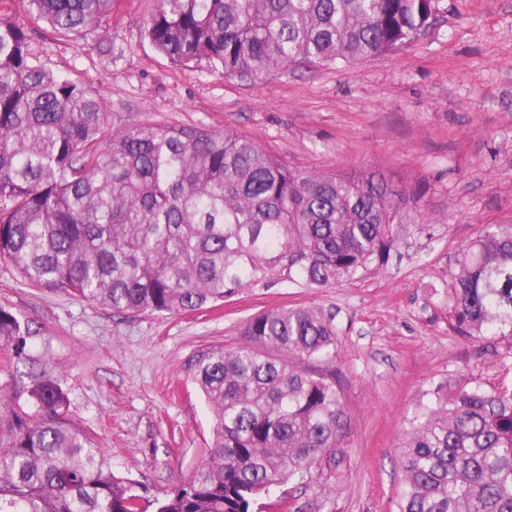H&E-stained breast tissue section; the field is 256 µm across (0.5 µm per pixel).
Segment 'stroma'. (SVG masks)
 Listing matches in <instances>:
<instances>
[{
	"label": "stroma",
	"mask_w": 512,
	"mask_h": 512,
	"mask_svg": "<svg viewBox=\"0 0 512 512\" xmlns=\"http://www.w3.org/2000/svg\"><path fill=\"white\" fill-rule=\"evenodd\" d=\"M154 0H115L101 21L123 53L94 36L61 37L22 0L0 16L24 22L46 68L95 87L113 128L140 122L235 131L289 164L342 174L382 172L419 187L423 212L399 224L381 270L330 288L261 283L195 312L113 315L64 292L26 285L0 265V306L29 321L31 357L49 363L68 414L106 448L114 470L164 496L205 456L212 415L188 376L198 355L241 342L251 315L315 307L333 317L352 415L345 477L299 488V512H395L400 445L434 380L512 386V340L454 332L444 288L459 246L489 224H512V0H440L435 24L395 50L350 66L295 64L262 80L183 68L142 35ZM25 368L0 347V449Z\"/></svg>",
	"instance_id": "1"
}]
</instances>
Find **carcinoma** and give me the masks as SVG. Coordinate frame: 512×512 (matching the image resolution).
I'll return each mask as SVG.
<instances>
[{"mask_svg": "<svg viewBox=\"0 0 512 512\" xmlns=\"http://www.w3.org/2000/svg\"><path fill=\"white\" fill-rule=\"evenodd\" d=\"M63 36L97 37L113 0H25ZM439 0H156L144 37L171 62L226 79L350 65L429 28ZM416 207L386 178L292 166L254 139L202 126L112 130L91 86L49 71L0 18V262L28 285L115 315L179 314L262 280L325 288L387 263ZM452 328L512 339V224H488L448 275ZM29 325L0 306V345L27 358ZM245 341L192 361L211 410L203 460L158 497L116 473L68 415L54 370L32 362L0 453V512H268L267 499L341 477L352 418L333 318L259 312ZM396 512H512V388L465 379L425 390L401 443Z\"/></svg>", "mask_w": 512, "mask_h": 512, "instance_id": "carcinoma-1", "label": "carcinoma"}]
</instances>
